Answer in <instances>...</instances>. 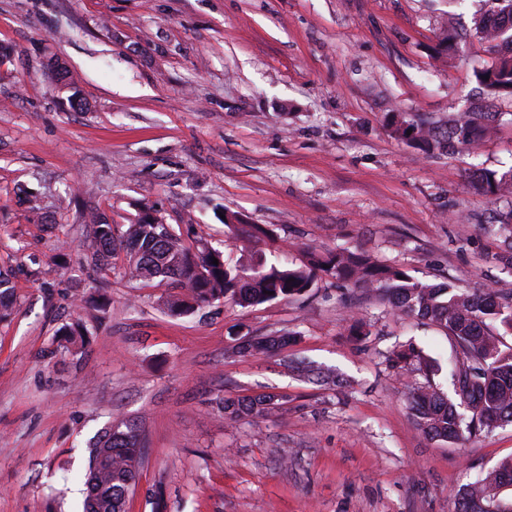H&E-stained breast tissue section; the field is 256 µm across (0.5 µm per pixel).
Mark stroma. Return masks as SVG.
I'll list each match as a JSON object with an SVG mask.
<instances>
[{
  "instance_id": "obj_1",
  "label": "stroma",
  "mask_w": 512,
  "mask_h": 512,
  "mask_svg": "<svg viewBox=\"0 0 512 512\" xmlns=\"http://www.w3.org/2000/svg\"><path fill=\"white\" fill-rule=\"evenodd\" d=\"M493 0H0V269L15 299L0 323V512H81L80 473L116 418L148 442L129 512H454V493L512 457V426L430 439L409 409L420 374L385 362L413 342L450 389L453 347L393 314L371 289L318 273L312 290L190 316L166 284L131 282L123 251L89 269V212L126 229L151 208L186 244L233 262L255 248L289 265L345 248L473 293L512 294L507 248L488 225L512 215L478 171L512 169V97L488 100L472 69L498 53L471 29ZM457 35L441 48L444 31ZM63 63L80 105L48 77ZM497 112L475 148L426 153L390 114L446 126ZM236 212L272 236L225 234ZM91 339L56 355L81 297ZM369 323L350 336L348 313ZM297 333L239 354L248 336ZM334 371L342 391L289 361ZM284 391L286 410L224 421L216 397Z\"/></svg>"
}]
</instances>
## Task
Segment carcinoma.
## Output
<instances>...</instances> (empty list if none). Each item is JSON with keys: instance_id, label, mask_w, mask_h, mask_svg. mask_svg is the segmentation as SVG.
<instances>
[{"instance_id": "1", "label": "carcinoma", "mask_w": 512, "mask_h": 512, "mask_svg": "<svg viewBox=\"0 0 512 512\" xmlns=\"http://www.w3.org/2000/svg\"><path fill=\"white\" fill-rule=\"evenodd\" d=\"M495 4L491 13L474 20L475 33L489 44L512 43V0H495ZM474 77L488 95L512 96V56L475 68ZM392 127L397 138L425 152L468 147L486 134V129L466 115L442 131L424 123L400 120L393 121ZM481 180L486 195L497 196L512 186V169L501 174L487 171ZM89 222L92 239L86 258L96 266H105L117 249H124L123 276L139 281H165L174 289L165 302L169 312L192 315L223 299L249 307L296 298L313 287L315 273L321 269L338 281L374 287L388 297L395 312L435 327L456 348L450 372L452 392H442L427 378L411 394L414 420L431 439L454 443L512 423V346L505 345L490 330L498 323L504 333L512 335V295L500 296L487 289L476 296L451 282L427 283L402 267L376 262L352 251L313 255L300 267H290L279 260L271 262L259 252L249 264L237 265L219 250H192L173 233L171 225L152 218L148 211L123 232L99 212L91 214ZM224 226L234 237L246 235L259 240L267 234L264 228L248 224L233 212L225 213ZM214 258L218 260L216 265L212 263ZM11 292V274L0 270L1 321L12 315V308L4 304ZM57 336V351L65 356L81 354L90 340L86 326L80 322L62 326ZM289 341L288 336H253L239 353H266ZM387 362L401 370H433L431 359L411 343L392 351ZM292 371L312 384L343 386L305 361L294 363ZM287 407L286 392L223 396L215 400L219 416L231 423ZM145 448L144 439L132 425L119 418L97 435L89 447L84 512H127ZM504 485L512 486V458L460 488L455 494V512H490V492Z\"/></svg>"}]
</instances>
